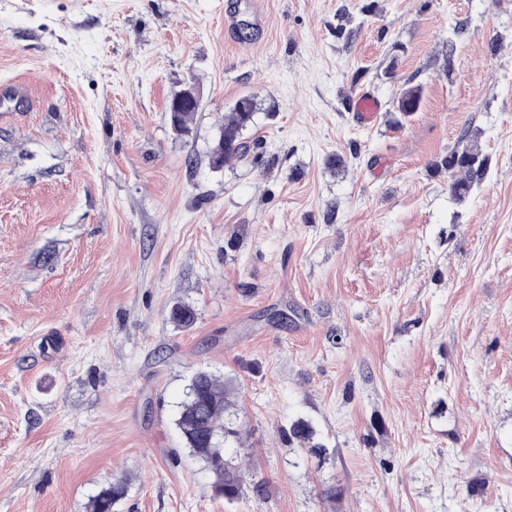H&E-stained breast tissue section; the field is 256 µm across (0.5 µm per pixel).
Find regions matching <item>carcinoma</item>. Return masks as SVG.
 Instances as JSON below:
<instances>
[{
    "mask_svg": "<svg viewBox=\"0 0 512 512\" xmlns=\"http://www.w3.org/2000/svg\"><path fill=\"white\" fill-rule=\"evenodd\" d=\"M197 110L196 106H185L175 113L174 120L180 134L189 132L191 118ZM254 111V102L248 97L243 105L234 106L224 126L220 127L224 139L217 140L211 162L243 159L248 155L243 131L252 124ZM441 166L452 177L448 184L450 194L459 200L468 197L487 174L486 158L468 144L449 151ZM170 318L175 324L189 328L195 322V311L188 305L177 304L172 307ZM238 419L239 409L231 384L206 370L196 372L186 387L175 425L185 447L209 471L215 495L229 493L231 501L242 496L246 484L245 472L235 457L241 444L242 424ZM313 435L311 425L303 419L294 421L288 430L289 439L301 445L311 443ZM120 495L121 490L117 486L102 490L90 502L89 512H113Z\"/></svg>",
    "mask_w": 512,
    "mask_h": 512,
    "instance_id": "1",
    "label": "carcinoma"
}]
</instances>
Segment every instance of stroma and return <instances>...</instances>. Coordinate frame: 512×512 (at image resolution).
I'll list each match as a JSON object with an SVG mask.
<instances>
[{
    "label": "stroma",
    "instance_id": "obj_1",
    "mask_svg": "<svg viewBox=\"0 0 512 512\" xmlns=\"http://www.w3.org/2000/svg\"><path fill=\"white\" fill-rule=\"evenodd\" d=\"M201 369L267 494L184 447ZM115 484L114 512H512V0H0V512ZM379 108L378 101L367 95H360L352 103V112L356 120L363 125L370 124L375 119ZM243 100V106L239 105L240 99L236 102L233 112L224 121V126L220 127V133L224 132V140H220L219 133L211 154L212 165L220 160L223 165L228 160L243 159L248 155L249 149L243 141V131L253 122L255 105L248 97ZM441 167L448 170L453 178L448 188L450 194L462 200L470 195L475 186H478L487 174L486 158L481 157L472 145L460 147V143L448 152Z\"/></svg>",
    "mask_w": 512,
    "mask_h": 512
}]
</instances>
